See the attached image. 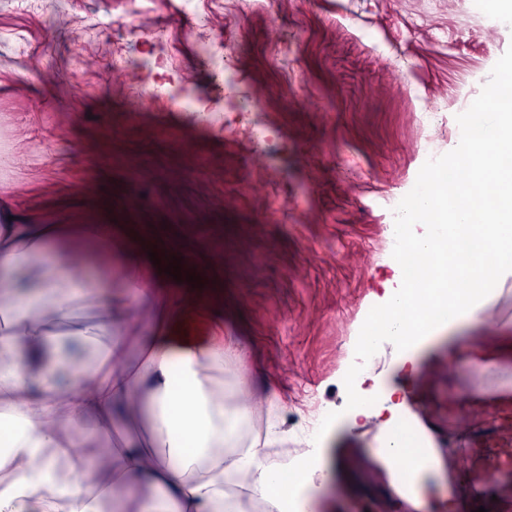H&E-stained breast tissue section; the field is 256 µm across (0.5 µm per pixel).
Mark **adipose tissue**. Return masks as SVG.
Instances as JSON below:
<instances>
[{"mask_svg": "<svg viewBox=\"0 0 512 512\" xmlns=\"http://www.w3.org/2000/svg\"><path fill=\"white\" fill-rule=\"evenodd\" d=\"M497 143L470 145L465 159L481 176L493 179L508 199L507 207L484 211L463 203L461 194L445 191L418 198L407 224L430 223L439 215L440 234L452 238L475 229L484 247L464 258L471 286L456 293L432 288L430 305L451 302L445 327L476 324L504 274L512 272V173L496 169ZM90 233L102 246L112 243L108 224H0V315L9 320L0 333V403L23 423L12 436L0 421V436L11 435L12 481L0 490V512H94L93 493L81 484L93 469L84 459L79 424L95 420L108 426L113 412L148 423L143 444L126 449L120 477L125 500L135 512H248L251 501H264L270 512H310L304 498L321 467L317 449L301 452V464L273 469L260 442L248 440L244 427L249 406L228 404L213 382L223 371L229 349L214 343L174 342L156 327L135 370L123 366L126 346L119 336L110 344L97 339L96 326L71 323L68 339L52 337L46 314L69 318L76 301L112 312V296L95 279L83 275L62 243ZM413 284L391 289L373 318L379 334L393 347L411 354L431 339L434 323L421 317L414 325L395 322L391 314L410 306ZM72 426L61 438L59 424ZM419 434L400 410L379 427V455H402L415 464Z\"/></svg>", "mask_w": 512, "mask_h": 512, "instance_id": "1", "label": "adipose tissue"}]
</instances>
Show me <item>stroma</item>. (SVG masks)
<instances>
[{
  "label": "stroma",
  "instance_id": "1",
  "mask_svg": "<svg viewBox=\"0 0 512 512\" xmlns=\"http://www.w3.org/2000/svg\"><path fill=\"white\" fill-rule=\"evenodd\" d=\"M158 32L144 41L139 28ZM225 40L213 67L185 29ZM121 50L141 80L113 71ZM174 57L176 71L153 60ZM512 74V12L488 0H0V210L27 224H108L111 249L79 245L110 284L112 313L133 325L124 363L156 328L151 303L130 299L134 257L184 309L177 341L244 351L217 383L250 372L251 437L289 433L326 412L344 416L360 337L381 305L396 256L391 198H413L461 163V130ZM167 85L274 133L251 142L186 112L160 109ZM181 258L208 292L160 274L148 257ZM481 336L473 346V336ZM411 409L441 461L428 512H512V467L488 489L485 451L512 446V277L475 329L439 331L421 352ZM377 423L342 424L327 443L326 512H413L396 470L372 448ZM135 429L113 416L87 432L99 483L103 457Z\"/></svg>",
  "mask_w": 512,
  "mask_h": 512
}]
</instances>
